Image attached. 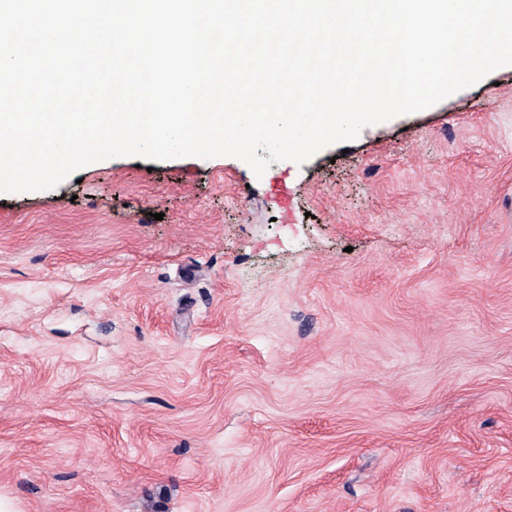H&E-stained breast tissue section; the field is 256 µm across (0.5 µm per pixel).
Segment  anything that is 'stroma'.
<instances>
[{"label": "stroma", "instance_id": "stroma-1", "mask_svg": "<svg viewBox=\"0 0 512 512\" xmlns=\"http://www.w3.org/2000/svg\"><path fill=\"white\" fill-rule=\"evenodd\" d=\"M13 512H512V66L305 163L0 194Z\"/></svg>", "mask_w": 512, "mask_h": 512}]
</instances>
